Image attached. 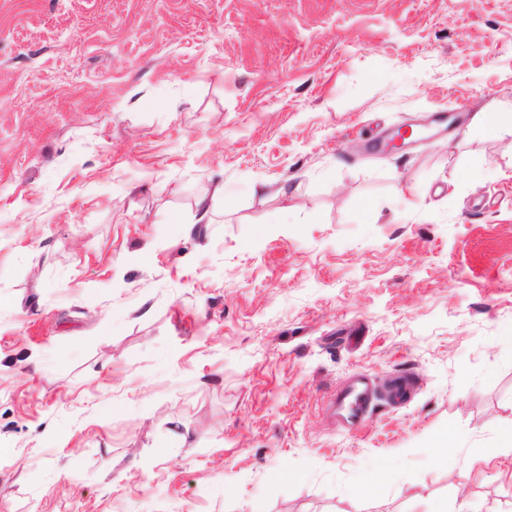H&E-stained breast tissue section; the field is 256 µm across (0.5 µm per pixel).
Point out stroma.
<instances>
[{
	"label": "stroma",
	"mask_w": 512,
	"mask_h": 512,
	"mask_svg": "<svg viewBox=\"0 0 512 512\" xmlns=\"http://www.w3.org/2000/svg\"><path fill=\"white\" fill-rule=\"evenodd\" d=\"M509 424L512 0H0V512H512ZM224 200V187L223 185H215L211 189L205 190L197 199L196 207L199 212L196 224L211 223L210 214L214 209L217 201ZM376 395L364 378L336 392V407L342 422L353 427L374 412Z\"/></svg>",
	"instance_id": "stroma-1"
}]
</instances>
